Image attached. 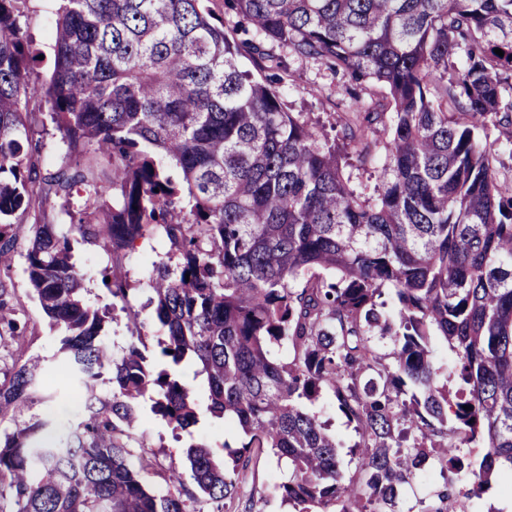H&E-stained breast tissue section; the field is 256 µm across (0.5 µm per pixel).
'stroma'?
<instances>
[{
    "mask_svg": "<svg viewBox=\"0 0 512 512\" xmlns=\"http://www.w3.org/2000/svg\"><path fill=\"white\" fill-rule=\"evenodd\" d=\"M21 8L28 25V38L33 49L41 54L29 76L31 85L38 87L49 78L53 69L56 3L55 0H23ZM269 53V59L264 60L252 52H243V69L259 79L279 77L278 89L289 111L305 113L310 122L316 123L318 132L328 138H342L343 126L352 111L374 110L384 98V91L379 86L352 82L324 60L299 57L279 47L270 48ZM278 57L285 61V68L276 67L274 60ZM28 110L35 116L32 138L41 147V171L45 174L55 172L67 161L66 147L41 95L30 96ZM36 219L41 223L57 225L59 231L68 233L72 262L84 276L88 302L100 309L111 307L112 297L102 282V270L109 263L105 251L83 242L79 235L70 232L69 220L61 206L47 208L38 213ZM10 276V288L18 303L17 319L26 334L25 355L42 360L46 368L44 384L52 386L55 354L62 333L50 324L39 303L31 297L21 256H13ZM312 410L321 420L329 423L331 433L340 444L342 467L346 473H354L357 463L354 446L359 437L353 425L347 422L331 397L322 398L313 405ZM138 431L146 440L141 453L152 461L151 468L142 473L144 483L152 488H165L169 471L175 469L181 473L186 486H193L184 454L185 440L175 439L171 429L146 407L141 410ZM286 475L285 466L279 465L272 453L261 454L243 475L238 498L227 504L224 512H243L245 503L249 501L253 502L255 512H287L277 490ZM449 483L460 488L469 485L468 479L449 473L438 465L415 475L403 486V495L398 504L400 512H422L424 506L436 501L438 492Z\"/></svg>",
    "mask_w": 512,
    "mask_h": 512,
    "instance_id": "35a3bbf8",
    "label": "stroma"
}]
</instances>
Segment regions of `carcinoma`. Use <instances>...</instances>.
<instances>
[{"label": "carcinoma", "instance_id": "carcinoma-1", "mask_svg": "<svg viewBox=\"0 0 512 512\" xmlns=\"http://www.w3.org/2000/svg\"><path fill=\"white\" fill-rule=\"evenodd\" d=\"M56 2L41 93L69 154L106 150L112 179L77 164L41 176L27 112L37 55L22 0H0V330L18 344L0 381V422L14 425L0 432V498L13 512H196L200 500L223 512L253 456L270 449L288 461L278 490L293 512H397L396 489L432 461L472 488L460 497L448 487L423 512H467L465 501L512 471V183L499 179L486 133L512 123L502 92L512 0H224L259 38V56L270 43L387 90L372 195L350 185L341 151L275 86L241 69L239 43L204 0ZM380 116L356 118L346 139L366 140ZM54 197L71 231L110 254L106 287L130 333L119 357L104 347L110 310L87 302L69 237L36 221L20 242V217ZM140 239L168 244L147 281L161 333L153 356L121 274ZM20 247L30 290L62 332L52 388L22 360L8 284ZM386 290L393 316L378 302ZM376 334L392 339L390 358ZM438 337L451 367L436 359ZM448 370L452 401L438 384ZM106 375L107 400L94 392ZM200 376L203 410L191 384ZM71 378L90 397L80 421L34 411L63 399ZM326 391L359 435L356 476L305 409ZM147 402L179 435L193 437L204 412L244 441H189L197 493L176 471L167 490L151 489L147 461L130 463Z\"/></svg>", "mask_w": 512, "mask_h": 512}]
</instances>
